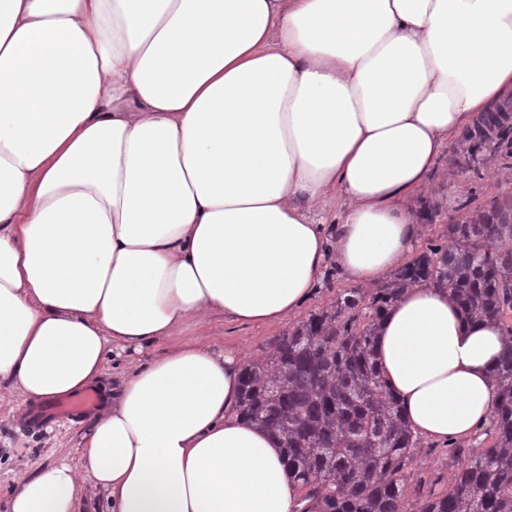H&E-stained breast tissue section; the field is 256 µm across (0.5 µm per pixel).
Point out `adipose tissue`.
Returning <instances> with one entry per match:
<instances>
[{
  "label": "adipose tissue",
  "instance_id": "ef3b65f1",
  "mask_svg": "<svg viewBox=\"0 0 512 512\" xmlns=\"http://www.w3.org/2000/svg\"><path fill=\"white\" fill-rule=\"evenodd\" d=\"M510 93L512 0H0V382L50 403L187 322L280 323L328 265L375 286ZM501 350L422 282L376 362L417 438L474 443ZM241 370L197 341L129 365L82 436L112 512H293L277 440L235 413ZM81 485L18 477L6 512H77Z\"/></svg>",
  "mask_w": 512,
  "mask_h": 512
}]
</instances>
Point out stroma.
<instances>
[{
    "label": "stroma",
    "instance_id": "stroma-1",
    "mask_svg": "<svg viewBox=\"0 0 512 512\" xmlns=\"http://www.w3.org/2000/svg\"><path fill=\"white\" fill-rule=\"evenodd\" d=\"M418 197L435 208L433 218L420 226L417 248L422 251L446 241L449 225L463 223L473 211L512 201V147L476 138L462 139L440 160ZM348 287V282L331 265L325 270L320 287L281 324L257 327L214 316L202 324L188 323L180 337L234 352L249 362L270 352L278 338L334 301ZM21 404L7 384L1 383L0 505L8 497L15 475H35L64 461L82 460L81 435L88 427L87 421L56 423L37 434H27L18 427ZM452 454L448 446L418 442L404 471L403 512H417L421 499L447 489L454 470Z\"/></svg>",
    "mask_w": 512,
    "mask_h": 512
}]
</instances>
